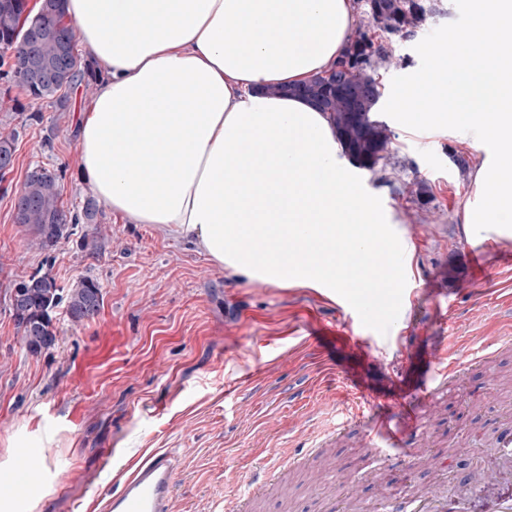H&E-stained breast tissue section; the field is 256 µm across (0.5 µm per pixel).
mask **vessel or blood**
Masks as SVG:
<instances>
[{
    "mask_svg": "<svg viewBox=\"0 0 512 512\" xmlns=\"http://www.w3.org/2000/svg\"><path fill=\"white\" fill-rule=\"evenodd\" d=\"M382 261L381 253L364 252L350 245L336 252V268L341 280L354 286L381 287L382 282L374 272ZM511 348L512 343L502 338L486 339L475 349L471 361L480 364ZM429 364L434 370V388L438 391L446 389L449 381L465 369L464 364L450 360L447 350L442 348L430 354ZM368 436L384 438L392 447L400 446L407 436L416 441L422 438L418 419L409 410L395 424L386 417L375 416ZM495 441L506 450L504 460L489 467L478 491L454 500L410 491L400 497L383 498V512H512V426L500 430ZM19 458V467L6 479L4 486L23 499L38 487L41 451L23 448L19 451ZM295 462V456L281 455L266 468L263 479L235 498L226 512H248L251 501L276 482L285 467ZM177 468V461L170 453H151L132 468L121 487L104 503V512H173Z\"/></svg>",
    "mask_w": 512,
    "mask_h": 512,
    "instance_id": "vessel-or-blood-1",
    "label": "vessel or blood"
}]
</instances>
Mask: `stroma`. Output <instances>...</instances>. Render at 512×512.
Listing matches in <instances>:
<instances>
[{
  "label": "stroma",
  "mask_w": 512,
  "mask_h": 512,
  "mask_svg": "<svg viewBox=\"0 0 512 512\" xmlns=\"http://www.w3.org/2000/svg\"><path fill=\"white\" fill-rule=\"evenodd\" d=\"M436 4L410 35L391 38L392 61L377 70L382 97L393 77L419 68L416 45L457 19L454 0ZM86 99L75 88L67 111L58 112L0 79V128L18 132L15 165L0 179V470L13 467L19 449L47 451L38 493L22 503L0 494V512H102V497L157 449L178 460L175 512H224L226 495L288 451L298 463L253 512H340L349 475L369 512L387 492L456 489L493 460L491 449L465 438L497 427L512 406V350L470 368L447 392H425L434 348L459 360L476 337H512V240L489 245L462 232L473 173L485 157L471 134L413 131L391 119L386 178L341 158L400 251L380 270V291L258 282L216 267L153 225L125 224L107 212L97 250L63 240L51 266L67 289L96 278L101 309L77 324L58 308V342L36 356L20 340L9 291L44 255L29 228L15 222L14 199L37 166L60 175L64 208L88 199L77 153ZM48 135L49 151L42 147ZM473 250L483 273L470 266ZM338 330L357 345L334 346ZM108 331L115 335L111 358L80 380L75 366ZM490 380L498 384L496 401L473 409ZM403 392L412 394L430 443L389 456L368 445L358 415L364 397L380 394V413L395 416L392 397ZM344 419L349 429L311 452Z\"/></svg>",
  "instance_id": "1"
}]
</instances>
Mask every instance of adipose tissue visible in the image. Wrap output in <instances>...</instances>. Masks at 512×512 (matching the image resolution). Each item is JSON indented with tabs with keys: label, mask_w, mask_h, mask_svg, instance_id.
I'll list each match as a JSON object with an SVG mask.
<instances>
[{
	"label": "adipose tissue",
	"mask_w": 512,
	"mask_h": 512,
	"mask_svg": "<svg viewBox=\"0 0 512 512\" xmlns=\"http://www.w3.org/2000/svg\"><path fill=\"white\" fill-rule=\"evenodd\" d=\"M353 0H66L97 80L78 129L88 191L215 266L335 285L336 250L387 251L326 113L286 87L332 69Z\"/></svg>",
	"instance_id": "obj_1"
}]
</instances>
